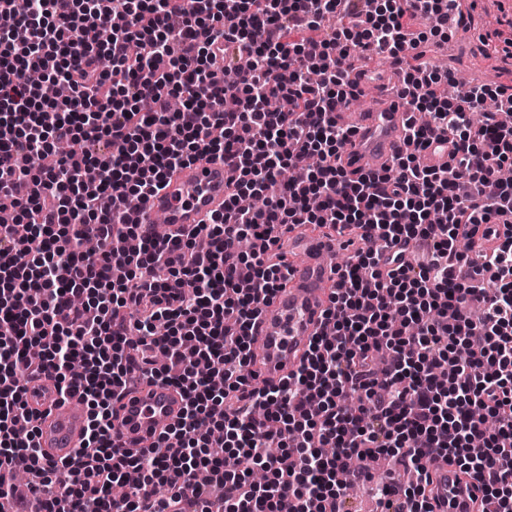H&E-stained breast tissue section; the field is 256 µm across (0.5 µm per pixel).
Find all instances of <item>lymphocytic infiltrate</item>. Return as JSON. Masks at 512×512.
<instances>
[{
  "instance_id": "lymphocytic-infiltrate-1",
  "label": "lymphocytic infiltrate",
  "mask_w": 512,
  "mask_h": 512,
  "mask_svg": "<svg viewBox=\"0 0 512 512\" xmlns=\"http://www.w3.org/2000/svg\"><path fill=\"white\" fill-rule=\"evenodd\" d=\"M0 0V512H344L364 475L350 457H397L398 512H433L426 465L454 461L512 512V84L447 95L425 57L459 0ZM403 65L409 148L352 178L341 58ZM42 72L31 84L25 71ZM496 109L483 123L472 114ZM451 145L439 168L420 155ZM80 141L85 151L57 154ZM105 142L107 154L90 147ZM223 158L229 194L209 223L158 237L132 223L179 167ZM38 158L23 167L20 157ZM260 195L261 207L237 200ZM297 224L376 232L357 249L299 367L259 385L253 322L282 285L268 253ZM248 236L250 253L227 249ZM184 407L135 452L114 445V403L135 372ZM50 376L89 409L61 462L35 441L27 383ZM494 416L487 430L474 410ZM234 453L265 482L224 468ZM31 476L16 497V469ZM208 483L194 484L197 471ZM137 482L120 502L112 487Z\"/></svg>"
}]
</instances>
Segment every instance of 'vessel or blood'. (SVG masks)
Here are the masks:
<instances>
[{"mask_svg":"<svg viewBox=\"0 0 512 512\" xmlns=\"http://www.w3.org/2000/svg\"><path fill=\"white\" fill-rule=\"evenodd\" d=\"M408 114L401 98H394L374 112H344L340 118L354 130L342 155L351 172L380 170L382 164L406 148L404 124ZM224 162L206 157L187 164L150 201L132 211L134 223L150 225L156 214L171 224H200L224 209ZM339 235L294 236L288 248L294 254L288 283L279 289L267 312L256 321L252 355L263 379L279 382L296 369L309 344L321 329L328 297L337 281L336 255ZM30 406L43 413L38 440L49 459H65L83 439L87 414L76 401L56 403L49 380L27 387ZM121 415L114 429L117 446L135 449L143 440L157 437L163 424L174 422L182 398L170 385L153 384L118 402ZM431 483L427 494L434 512H467V495L456 466L436 458L427 464Z\"/></svg>","mask_w":512,"mask_h":512,"instance_id":"obj_1","label":"vessel or blood"}]
</instances>
